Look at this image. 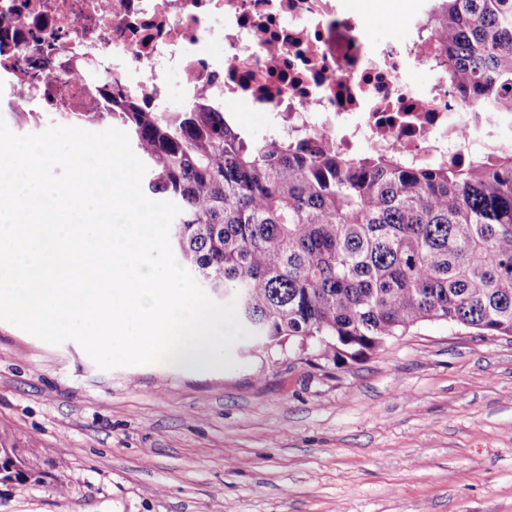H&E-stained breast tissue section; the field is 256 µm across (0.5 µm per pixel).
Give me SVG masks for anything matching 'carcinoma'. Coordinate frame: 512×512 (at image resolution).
I'll return each mask as SVG.
<instances>
[{"label": "carcinoma", "instance_id": "1", "mask_svg": "<svg viewBox=\"0 0 512 512\" xmlns=\"http://www.w3.org/2000/svg\"><path fill=\"white\" fill-rule=\"evenodd\" d=\"M421 28L466 102L512 115V0H430ZM181 209L182 266L234 293L258 348L357 360L425 322L512 336V149L465 161L342 153L318 134L257 137L222 112H108ZM16 479L41 459L0 427Z\"/></svg>", "mask_w": 512, "mask_h": 512}]
</instances>
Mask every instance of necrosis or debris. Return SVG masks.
I'll use <instances>...</instances> for the list:
<instances>
[{
    "instance_id": "obj_1",
    "label": "necrosis or debris",
    "mask_w": 512,
    "mask_h": 512,
    "mask_svg": "<svg viewBox=\"0 0 512 512\" xmlns=\"http://www.w3.org/2000/svg\"><path fill=\"white\" fill-rule=\"evenodd\" d=\"M341 0H0V112L169 111L168 71L184 105L265 113L270 132L313 131L341 150L460 157L512 116L463 103L413 30L375 38ZM223 54L209 51L211 42ZM425 71V91L412 83Z\"/></svg>"
}]
</instances>
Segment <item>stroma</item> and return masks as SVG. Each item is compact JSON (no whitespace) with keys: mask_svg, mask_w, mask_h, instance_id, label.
<instances>
[{"mask_svg":"<svg viewBox=\"0 0 512 512\" xmlns=\"http://www.w3.org/2000/svg\"><path fill=\"white\" fill-rule=\"evenodd\" d=\"M414 6L342 2L388 41ZM252 345L103 370L0 321V425L46 471L0 482V512H512V338L426 323L340 364Z\"/></svg>","mask_w":512,"mask_h":512,"instance_id":"35a3bbf8","label":"stroma"}]
</instances>
